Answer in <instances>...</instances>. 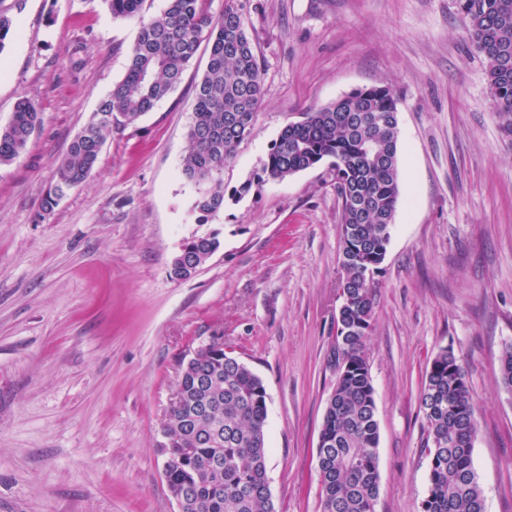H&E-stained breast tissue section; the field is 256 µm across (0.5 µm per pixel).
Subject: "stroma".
I'll use <instances>...</instances> for the list:
<instances>
[{
  "instance_id": "1",
  "label": "stroma",
  "mask_w": 512,
  "mask_h": 512,
  "mask_svg": "<svg viewBox=\"0 0 512 512\" xmlns=\"http://www.w3.org/2000/svg\"><path fill=\"white\" fill-rule=\"evenodd\" d=\"M0 1L16 26L0 52V125L20 98L40 108L24 153L0 168V512H177L162 426L182 355L219 337L268 394L277 512H320L341 200L324 163L260 176L285 126L373 85L393 89L400 131V201L367 340L375 510L420 512L419 394L448 348L475 401L486 512H512V392L499 376L512 343V139L456 0H234L265 95L224 167V211L204 224L180 163L208 43L152 112L113 125L91 174L46 211L58 163L126 70L137 23L100 0ZM211 233L220 249L173 277L183 242Z\"/></svg>"
}]
</instances>
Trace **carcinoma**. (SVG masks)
I'll list each match as a JSON object with an SVG mask.
<instances>
[{"label": "carcinoma", "instance_id": "1", "mask_svg": "<svg viewBox=\"0 0 512 512\" xmlns=\"http://www.w3.org/2000/svg\"><path fill=\"white\" fill-rule=\"evenodd\" d=\"M114 18L138 22L121 80L77 134L43 198L51 210L94 169L112 124L132 123L152 111L180 83L205 38L206 71L195 88L187 127L184 178L195 187L191 211L206 223L224 211V165L252 134L264 97L262 66L242 13L226 0L217 19L200 0H167L157 15L141 17L143 0H99ZM475 51L486 63L491 104L512 133V0H456ZM14 19L0 6V52ZM39 123L30 99L16 104L0 127V167L24 152ZM398 109L391 87L356 89L303 114L272 143L258 181L282 180L330 162L342 200L339 290L348 300L336 317L339 370L320 430L333 468L319 472L322 512H375L379 495V423L366 342L375 316V270H381L400 199ZM215 234L186 240V262L214 254ZM512 391V344L499 358ZM180 404L163 424L168 443L164 477L179 494L182 512H276L266 476L267 392L262 380L222 347L207 345L188 360ZM430 459L421 512H485L473 466L478 424L467 374L454 352L430 361L419 395Z\"/></svg>", "mask_w": 512, "mask_h": 512}]
</instances>
